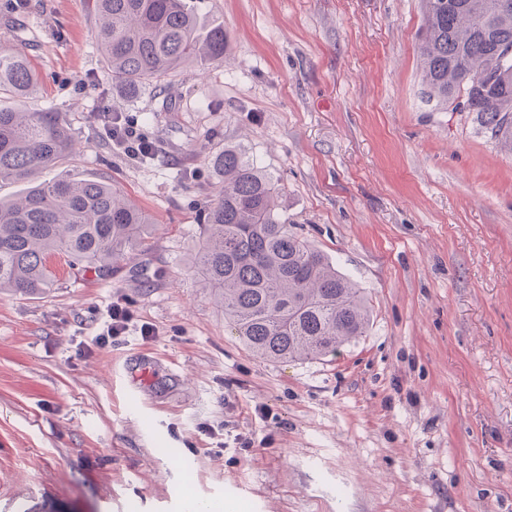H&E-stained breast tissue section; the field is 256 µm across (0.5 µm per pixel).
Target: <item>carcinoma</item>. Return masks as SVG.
I'll return each mask as SVG.
<instances>
[{
  "label": "carcinoma",
  "mask_w": 512,
  "mask_h": 512,
  "mask_svg": "<svg viewBox=\"0 0 512 512\" xmlns=\"http://www.w3.org/2000/svg\"><path fill=\"white\" fill-rule=\"evenodd\" d=\"M502 0H422L419 47L428 99H463L480 128L512 153V9ZM96 47L112 83L131 96L185 64L226 59L227 36L204 25L189 0H93ZM37 77L25 52L0 44V93L26 98ZM71 132L57 112L0 110V182L25 181L62 163ZM223 188L210 204L197 260L203 287L224 321L257 357L322 360L367 332L372 309L331 258L291 231L277 213L272 178L240 145L214 159ZM151 219L104 179L40 182L0 199V291L40 295L58 270L110 279L120 258L144 245Z\"/></svg>",
  "instance_id": "1"
}]
</instances>
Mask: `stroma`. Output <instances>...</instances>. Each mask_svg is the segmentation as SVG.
<instances>
[{"label": "stroma", "instance_id": "35a3bbf8", "mask_svg": "<svg viewBox=\"0 0 512 512\" xmlns=\"http://www.w3.org/2000/svg\"><path fill=\"white\" fill-rule=\"evenodd\" d=\"M197 5L223 25L226 63L131 98L89 0H0V43L39 77L0 108L61 113L76 142L35 181L102 178L152 218L112 279L0 294V512H512V154L428 101L421 0ZM103 109L137 122L152 160L113 147L91 119ZM228 144L363 289L371 325L336 356L257 358L200 285ZM118 299L158 337L133 328L77 355ZM202 424L223 430L222 455Z\"/></svg>", "mask_w": 512, "mask_h": 512}]
</instances>
